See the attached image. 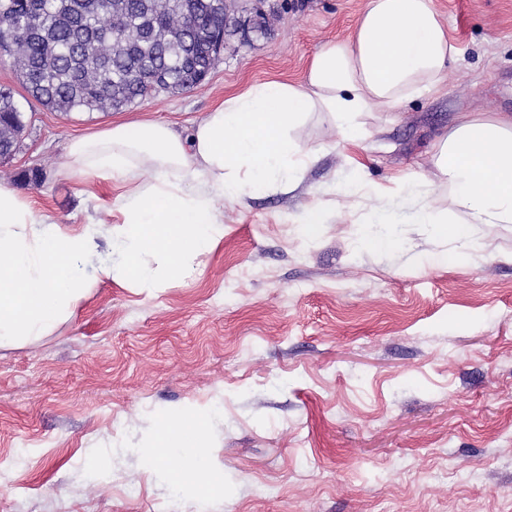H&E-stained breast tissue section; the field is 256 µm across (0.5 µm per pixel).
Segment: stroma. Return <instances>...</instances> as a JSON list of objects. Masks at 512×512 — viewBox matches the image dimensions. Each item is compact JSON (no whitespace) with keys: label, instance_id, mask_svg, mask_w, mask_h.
Instances as JSON below:
<instances>
[{"label":"stroma","instance_id":"obj_1","mask_svg":"<svg viewBox=\"0 0 512 512\" xmlns=\"http://www.w3.org/2000/svg\"><path fill=\"white\" fill-rule=\"evenodd\" d=\"M367 0H288L271 32L230 37L198 87L117 112H53L0 57L26 131L0 183L61 222L119 221V186L58 179L67 142L149 116L186 131L224 98L301 81ZM464 54L444 91L367 117L368 180L429 168L457 113H512V0H433ZM351 167L325 151L293 193L224 206V238L193 279L104 282L52 334L0 346V512H512V224H478L461 263L436 225L394 200L329 192ZM320 203L316 242L298 222ZM392 230L396 244L370 246ZM212 404L204 448L149 466L160 421ZM198 465V482L172 471Z\"/></svg>","mask_w":512,"mask_h":512}]
</instances>
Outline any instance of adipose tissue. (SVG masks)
Masks as SVG:
<instances>
[{
  "mask_svg": "<svg viewBox=\"0 0 512 512\" xmlns=\"http://www.w3.org/2000/svg\"><path fill=\"white\" fill-rule=\"evenodd\" d=\"M459 57L433 0H367L350 37L321 46L301 81L252 84L185 133L141 117L71 139L61 177L121 180V219L74 230L0 184V344L51 334L102 282L154 289L194 277L197 258L224 237L225 203L298 188L321 152L303 137L308 125L362 148L364 115L440 93ZM397 193L421 196L416 223L441 225L468 248L477 245L474 225L512 224V115L461 113L435 140L428 173L372 186L370 223H390ZM443 197L451 215L436 206ZM209 418L205 409L163 418L151 464L166 465L176 448L206 447Z\"/></svg>",
  "mask_w": 512,
  "mask_h": 512,
  "instance_id": "adipose-tissue-1",
  "label": "adipose tissue"
}]
</instances>
